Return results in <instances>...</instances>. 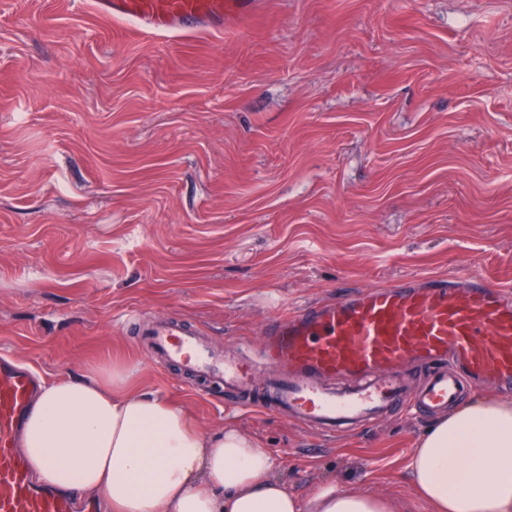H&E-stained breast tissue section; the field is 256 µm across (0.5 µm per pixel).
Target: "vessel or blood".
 <instances>
[{"label": "vessel or blood", "instance_id": "1", "mask_svg": "<svg viewBox=\"0 0 512 512\" xmlns=\"http://www.w3.org/2000/svg\"><path fill=\"white\" fill-rule=\"evenodd\" d=\"M99 15L148 36L220 32L257 0H91ZM159 364L179 365L208 385L250 395V408L280 411L323 434L404 410L429 414L488 382L512 396V292L467 273L349 291L280 312L254 351L215 354L174 320L139 329ZM428 368L422 384L412 371ZM40 381L0 356V512H72L70 499L37 485L18 447Z\"/></svg>", "mask_w": 512, "mask_h": 512}]
</instances>
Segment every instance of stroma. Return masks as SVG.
<instances>
[{
    "mask_svg": "<svg viewBox=\"0 0 512 512\" xmlns=\"http://www.w3.org/2000/svg\"><path fill=\"white\" fill-rule=\"evenodd\" d=\"M464 272L512 289V0H262L173 42L84 0H0V353L49 380L133 365L298 494L431 512L405 478L429 418L315 436L200 396L121 321L232 356L282 307Z\"/></svg>",
    "mask_w": 512,
    "mask_h": 512,
    "instance_id": "1",
    "label": "stroma"
}]
</instances>
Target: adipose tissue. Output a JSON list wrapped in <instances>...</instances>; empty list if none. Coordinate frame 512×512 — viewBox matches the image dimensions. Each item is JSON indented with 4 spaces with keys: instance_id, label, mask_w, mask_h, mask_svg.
Masks as SVG:
<instances>
[{
    "instance_id": "obj_1",
    "label": "adipose tissue",
    "mask_w": 512,
    "mask_h": 512,
    "mask_svg": "<svg viewBox=\"0 0 512 512\" xmlns=\"http://www.w3.org/2000/svg\"><path fill=\"white\" fill-rule=\"evenodd\" d=\"M21 446L36 481L98 493L104 512H391L380 496L333 483L298 495L255 439L231 424L199 429L120 368L46 383ZM406 472L434 512H512V400L478 395L449 409Z\"/></svg>"
}]
</instances>
